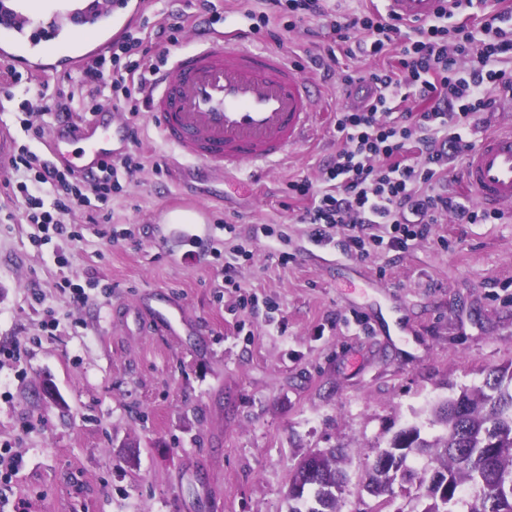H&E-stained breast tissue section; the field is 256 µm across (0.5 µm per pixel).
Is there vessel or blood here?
Listing matches in <instances>:
<instances>
[{
    "mask_svg": "<svg viewBox=\"0 0 512 512\" xmlns=\"http://www.w3.org/2000/svg\"><path fill=\"white\" fill-rule=\"evenodd\" d=\"M32 0H0V61L27 72L55 70L60 46L83 31L95 38L68 65L105 51L140 16L139 0H99L94 9L34 14ZM388 14L428 19L436 0H383ZM192 48L171 54L147 89L150 114L163 140L201 174L232 173L287 157L309 136L317 92L297 64L276 49L243 46L210 30ZM131 125L112 110L85 124L58 126L50 138L56 165L89 173L128 152ZM463 182L487 211L512 204V127L484 137L468 154ZM185 253H194L208 225L181 224Z\"/></svg>",
    "mask_w": 512,
    "mask_h": 512,
    "instance_id": "vessel-or-blood-1",
    "label": "vessel or blood"
}]
</instances>
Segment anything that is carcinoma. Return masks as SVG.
Instances as JSON below:
<instances>
[{"label": "carcinoma", "instance_id": "cac0c4a2", "mask_svg": "<svg viewBox=\"0 0 512 512\" xmlns=\"http://www.w3.org/2000/svg\"><path fill=\"white\" fill-rule=\"evenodd\" d=\"M432 436L411 425L382 449L394 469L372 467L364 490L373 497L387 494L392 473L400 482L423 490L428 504L422 512H512V364L489 370L483 384L464 387L433 405ZM425 456L434 466L417 470L402 455ZM346 456L336 448L304 456L288 490L289 512H339L336 490L348 480ZM475 493L462 496L464 487Z\"/></svg>", "mask_w": 512, "mask_h": 512}]
</instances>
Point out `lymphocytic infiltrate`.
<instances>
[{"instance_id": "lymphocytic-infiltrate-1", "label": "lymphocytic infiltrate", "mask_w": 512, "mask_h": 512, "mask_svg": "<svg viewBox=\"0 0 512 512\" xmlns=\"http://www.w3.org/2000/svg\"><path fill=\"white\" fill-rule=\"evenodd\" d=\"M255 32L275 42L314 18L324 19L330 37L313 61L332 69L338 54L395 62L365 72H343L341 85L370 87L365 107L337 109L334 129L342 138L336 155L322 170L320 184L290 183L292 196L304 200L300 223L314 227V242L330 243L343 232L342 245L365 253L363 228L382 226L390 246L404 248L426 238L448 214L469 224H488L492 213L472 208L448 194V165L472 150L481 113L494 111L512 97V29H504L506 11L491 0H439L434 15L408 22L379 9L336 12L328 0H243ZM145 24L128 27L106 51L79 64L68 86L40 83L39 115L22 111L16 121L24 133L35 132L34 117L70 124L102 111L104 101L138 112L157 64L150 55ZM419 110L402 109L408 97ZM20 177L0 185V197L23 202L24 223L65 235L67 219L82 213L86 222H108L114 195L123 192L122 173L142 167L131 151L85 175L58 168L48 154L16 143L11 157Z\"/></svg>"}]
</instances>
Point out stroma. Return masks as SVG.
<instances>
[{"label": "stroma", "mask_w": 512, "mask_h": 512, "mask_svg": "<svg viewBox=\"0 0 512 512\" xmlns=\"http://www.w3.org/2000/svg\"><path fill=\"white\" fill-rule=\"evenodd\" d=\"M145 16L212 26L197 0H148ZM321 29L283 46L321 85L310 137L287 159L202 180L147 112L123 110L143 167L112 199L121 237L78 214L74 242L0 222V446L22 461L0 512H288L298 461L323 448L347 453L341 512H420L415 487L381 505L365 475L431 405L512 363V207L492 224L447 216L404 250L313 242L288 185L317 180L341 146L337 78L309 55ZM197 203L210 232L197 256L172 260L178 241L157 226ZM253 224L272 235L244 241ZM228 262L238 287L224 285ZM145 292L183 304L178 336L135 313Z\"/></svg>", "instance_id": "obj_1"}]
</instances>
